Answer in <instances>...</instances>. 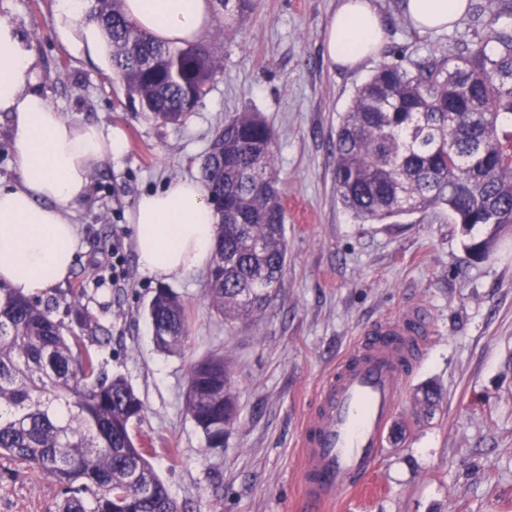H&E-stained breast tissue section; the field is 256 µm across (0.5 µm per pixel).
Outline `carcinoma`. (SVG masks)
Wrapping results in <instances>:
<instances>
[{
	"label": "carcinoma",
	"mask_w": 512,
	"mask_h": 512,
	"mask_svg": "<svg viewBox=\"0 0 512 512\" xmlns=\"http://www.w3.org/2000/svg\"><path fill=\"white\" fill-rule=\"evenodd\" d=\"M86 19L105 33L112 73L135 111L177 123L210 92L216 61L207 47H171L140 32L121 0H88ZM273 141L258 113L241 112L224 121L206 156L217 216L206 296L227 322L260 311L287 266ZM332 146L336 195L355 219L443 207L455 224L491 228L469 246L489 256L498 233L512 231V26L493 15L485 38L456 56L381 66L357 89ZM55 305L0 282V457L58 486L53 512H180L131 436L142 401L52 317ZM149 316L157 348L182 349L189 319L181 299L158 289ZM421 393L431 416L438 389L426 384ZM185 409L208 449L224 447L237 416L224 357L190 366Z\"/></svg>",
	"instance_id": "carcinoma-1"
}]
</instances>
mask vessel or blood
Returning a JSON list of instances; mask_svg holds the SVG:
<instances>
[{"label": "vessel or blood", "instance_id": "1", "mask_svg": "<svg viewBox=\"0 0 512 512\" xmlns=\"http://www.w3.org/2000/svg\"><path fill=\"white\" fill-rule=\"evenodd\" d=\"M431 333L424 308L386 317L362 332L324 382L301 437V502L311 512L358 490L373 473L404 384Z\"/></svg>", "mask_w": 512, "mask_h": 512}]
</instances>
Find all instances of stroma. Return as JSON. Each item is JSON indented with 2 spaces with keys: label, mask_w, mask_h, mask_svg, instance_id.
Returning a JSON list of instances; mask_svg holds the SVG:
<instances>
[{
  "label": "stroma",
  "mask_w": 512,
  "mask_h": 512,
  "mask_svg": "<svg viewBox=\"0 0 512 512\" xmlns=\"http://www.w3.org/2000/svg\"><path fill=\"white\" fill-rule=\"evenodd\" d=\"M401 3L375 0L383 53L350 69L322 48L339 0H261L243 20L217 0L202 39L217 60L212 90L180 124L165 125L128 106L109 59L59 36L57 0H0V16L36 56V87L50 104L126 135L125 154L93 175L74 211L76 261L54 292V317L75 327L76 304L98 324L85 344L141 399L134 439L153 448L151 462L183 512H298L299 437L322 383L364 329L414 306L429 311L432 333L375 468L378 491L349 498L345 512H512V231L480 259L469 246L488 227L451 223L443 208L359 223L336 196L332 156L340 115L380 63L455 54L458 40L484 37L489 15L512 25V13L503 0H469L452 27L423 31ZM238 112L259 113L274 130L288 263L265 309L231 324L209 305L206 270L160 280L140 272L129 214L143 193L199 178L214 131ZM160 288L175 292L190 318L174 353L156 347L147 316ZM101 335L108 344H98ZM216 353L235 372L238 415L211 450L185 395L190 365ZM427 383L442 394L430 418L416 399ZM57 497L50 479L0 458V512H51Z\"/></svg>",
  "instance_id": "35a3bbf8"
}]
</instances>
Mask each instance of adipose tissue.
<instances>
[{"label": "adipose tissue", "instance_id": "adipose-tissue-1", "mask_svg": "<svg viewBox=\"0 0 512 512\" xmlns=\"http://www.w3.org/2000/svg\"><path fill=\"white\" fill-rule=\"evenodd\" d=\"M468 0H405L416 27L441 30L459 20ZM85 0H59L61 37L79 32L91 55L103 52ZM139 29L182 47L200 41L213 23L212 0H123ZM383 19L373 0H341L326 29L324 54L353 68L381 55ZM35 56L9 20L0 17V112L8 113L19 166L17 181L0 185V281L16 293L42 297L65 285L75 263L79 230L71 216L86 199L92 175L127 148L121 129L66 119L34 88ZM140 271L162 279L200 270L209 261L216 221L208 190L184 178L141 195L132 211Z\"/></svg>", "mask_w": 512, "mask_h": 512}]
</instances>
